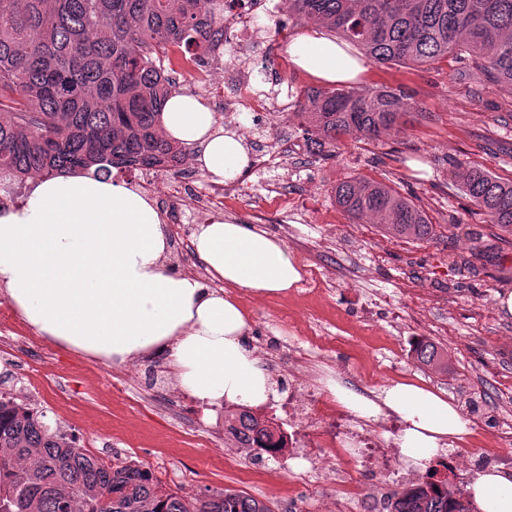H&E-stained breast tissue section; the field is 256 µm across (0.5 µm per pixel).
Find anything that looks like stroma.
<instances>
[{"mask_svg":"<svg viewBox=\"0 0 512 512\" xmlns=\"http://www.w3.org/2000/svg\"><path fill=\"white\" fill-rule=\"evenodd\" d=\"M262 41H241L224 50L228 65L243 64L252 81L288 89L298 97L315 86L294 70L285 38L309 30L279 6L262 18ZM364 87H403L423 116L380 139L358 137L331 146L329 155L300 152L284 164L246 177L244 187L212 216L253 224L283 240L302 269L330 285L304 298L298 291L261 300L243 296L262 364L281 378L282 343L306 345L308 337H335L333 351L306 361L314 383L332 376L355 390L373 384V368L401 361L390 383L409 382L446 396L476 424L454 443L457 467L451 482L467 489L480 472L479 439L512 422V315L499 309L512 293V233L487 223L451 179L453 162L482 167L512 181V93L479 74L472 61L448 55L430 66L368 63ZM352 176L387 184L421 208L435 229L430 240L390 235L375 222L351 221L334 188ZM300 205L293 218L267 204V189ZM404 318L390 323L387 310ZM428 333L448 355L449 373L415 364L414 336ZM40 360L52 383L32 386L22 366L0 353V390L43 413L49 425L75 434L95 455L131 456L145 463L168 489L194 495L204 489L242 492L268 502L274 512H335L330 476H308L306 461L281 454L268 458L243 448L224 431V411L204 412L176 384L161 362L143 359L137 378L122 364L105 362L41 338ZM197 437L187 436L189 422Z\"/></svg>","mask_w":512,"mask_h":512,"instance_id":"35a3bbf8","label":"stroma"}]
</instances>
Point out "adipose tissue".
<instances>
[{
  "label": "adipose tissue",
  "instance_id": "adipose-tissue-1",
  "mask_svg": "<svg viewBox=\"0 0 512 512\" xmlns=\"http://www.w3.org/2000/svg\"><path fill=\"white\" fill-rule=\"evenodd\" d=\"M291 64L328 84L367 71L354 48L314 29L288 45ZM166 138L195 150L212 178H239L249 147L192 96L176 93L161 113ZM195 254L216 288L168 272V238L153 201L109 178L65 173L37 179L25 201L0 210V285L27 323L55 342L112 363L159 357L179 388L205 408L262 405L277 390L249 340V317L237 294L287 293L302 279L286 244L230 219L197 225ZM354 414L400 417L404 462L424 469L470 432V420L447 398L396 383L376 395L328 381ZM469 490L480 512H512V472L484 470Z\"/></svg>",
  "mask_w": 512,
  "mask_h": 512
}]
</instances>
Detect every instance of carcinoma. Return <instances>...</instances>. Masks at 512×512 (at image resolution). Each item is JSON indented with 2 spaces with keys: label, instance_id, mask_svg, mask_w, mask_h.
Masks as SVG:
<instances>
[{
  "label": "carcinoma",
  "instance_id": "obj_1",
  "mask_svg": "<svg viewBox=\"0 0 512 512\" xmlns=\"http://www.w3.org/2000/svg\"><path fill=\"white\" fill-rule=\"evenodd\" d=\"M0 0V192L34 176L114 168H165L186 147L160 128L177 92L170 73L195 81L210 49L224 41V0ZM288 15L315 18L377 64L432 65L460 51L485 77L512 92V0H287ZM297 116L317 151L352 136L398 133L418 112L400 88L310 87ZM461 189L491 224L512 233V182L485 169L462 173ZM352 220L378 219L385 232L433 237L423 212L394 188L353 177L336 185ZM420 366L448 373L432 342L412 351ZM242 448L282 452V440L250 408L224 412ZM425 476L395 491L389 512H472L448 478ZM0 512H273L226 489L186 498L165 489L129 458L105 462L44 415L0 393Z\"/></svg>",
  "mask_w": 512,
  "mask_h": 512
}]
</instances>
